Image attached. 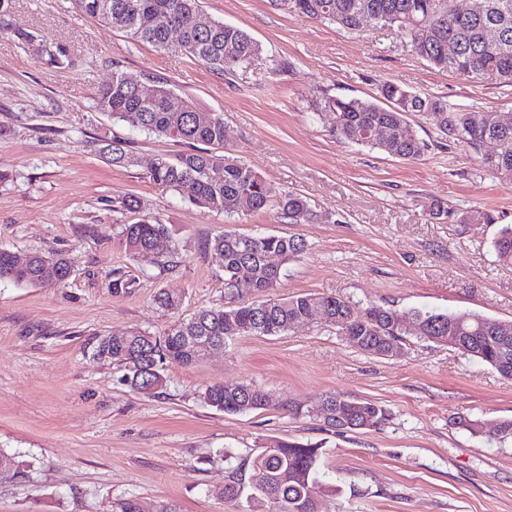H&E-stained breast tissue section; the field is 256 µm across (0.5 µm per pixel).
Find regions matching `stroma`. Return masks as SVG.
<instances>
[{
    "label": "stroma",
    "mask_w": 512,
    "mask_h": 512,
    "mask_svg": "<svg viewBox=\"0 0 512 512\" xmlns=\"http://www.w3.org/2000/svg\"><path fill=\"white\" fill-rule=\"evenodd\" d=\"M205 12L240 27L262 53L217 77L179 52L137 44L81 14L74 0H12L0 32V248L60 253L61 283H0V450L24 479L0 482V512H113L135 496L177 512H230L221 491L226 454L278 442L311 444L335 494L314 487L319 512H512V443L472 435L456 417L512 418V379L456 349L406 336L396 358L375 357L315 321L280 336H243L201 362L172 366L162 393L146 395L120 369L93 357L99 337L129 327L160 335L199 309L223 304V261L205 240L223 214L162 192L148 178L164 138L136 137L138 163L115 167L93 139L129 129L94 112L95 87L113 64L165 78L179 95L224 115L228 145L265 178L306 196L323 218L283 224L242 208L243 233L302 236L308 249L284 266L276 295H333L409 317L411 309L469 310L512 320V265L491 243L512 224V184L444 141L425 114L408 120L429 144L405 162L336 138L315 105L322 94L371 99L382 81L479 112H512V87L430 67L386 30L346 33L296 15L286 0H203ZM28 30L80 60L58 69L14 37ZM135 196L166 224L177 252L130 257L112 201ZM480 208L493 223L471 230L431 218L433 203ZM135 280L112 289L113 272ZM179 296L159 308L157 291ZM251 383L273 408L228 415L204 404L208 386ZM329 392L373 400L389 418L377 429L337 433L295 417L285 402Z\"/></svg>",
    "instance_id": "obj_1"
}]
</instances>
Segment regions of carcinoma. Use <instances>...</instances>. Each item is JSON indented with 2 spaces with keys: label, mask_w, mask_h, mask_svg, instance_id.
I'll return each instance as SVG.
<instances>
[{
  "label": "carcinoma",
  "mask_w": 512,
  "mask_h": 512,
  "mask_svg": "<svg viewBox=\"0 0 512 512\" xmlns=\"http://www.w3.org/2000/svg\"><path fill=\"white\" fill-rule=\"evenodd\" d=\"M298 16L320 23L335 24L354 33L366 25L387 28L409 39L416 55L430 66L465 76L474 81H495L512 86V0H482L483 7L462 17L440 14L441 0H290ZM86 16L122 32L134 43L148 44L159 51L172 49L170 31H179L177 47L184 54L222 76L261 52L260 44L245 30L209 16L202 0H75ZM12 0H0V31H11L24 47L48 64L71 69L74 58L68 48L48 45L29 31L10 29ZM151 82L150 96L140 87ZM380 99L372 101L324 95L317 107L332 116V130L348 142L379 150L406 162L420 161L428 143L421 139L406 114L422 112L440 135L481 153L485 144L494 145L482 153L481 166L507 185L512 184V112L497 123L486 124L479 112L448 105L447 101L407 90L394 81L378 88ZM93 110L108 114L129 130L163 137L186 146L172 155L158 156L149 180L159 189L200 208L232 218L239 202L247 198L255 212L274 209L288 224H309L317 214L309 200L266 179L248 163L223 153L226 129L223 115L207 112L169 87L168 81L147 74L129 72L114 64L112 80L97 86ZM93 151L117 167L134 164L129 141L112 139L89 142ZM123 211L138 215L124 225L122 240L126 252L144 254L176 253L165 224L144 213L141 201L127 196L119 201ZM432 217L448 218L457 224L478 226L494 218L472 208L450 212L436 206ZM205 250L222 257L224 288L233 301L219 307L203 308L181 320L163 335L146 329L129 328L118 335L102 336L93 356L107 358L123 369L122 379L133 390L154 395L167 385L166 368L195 364L214 348H226L241 336H279L306 325L314 310L324 322L342 331L349 343L373 355L390 342H400L403 332L387 323L391 310L373 303L352 304L335 296L302 293L286 298L272 297L282 277V267L271 266L268 255L287 263L301 256L306 241L298 236L267 232L245 234L232 225L208 237ZM497 258L512 263V225L504 226L492 242ZM70 275L67 258L61 254L34 252L23 256L0 249V280L34 286L53 276L63 282ZM413 320L422 325L419 338L444 343L458 338L459 351L512 378V320L454 310L437 312L413 309ZM203 400L227 414H245L271 406L269 393L254 384L233 389L213 385ZM331 393L316 404L323 407L317 418L335 430L379 428L387 420L379 404ZM320 448L277 442L242 459L224 476V500L233 512H318L310 496L311 487L323 481ZM288 473V481L280 479ZM15 457L0 451V478L22 479ZM115 512H177L170 503L148 505L127 498L115 503Z\"/></svg>",
  "instance_id": "obj_1"
}]
</instances>
